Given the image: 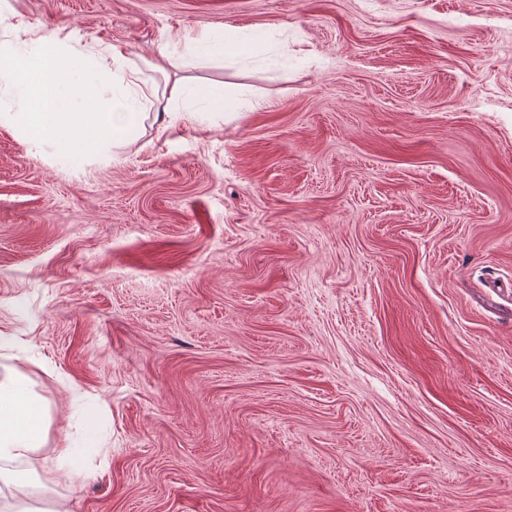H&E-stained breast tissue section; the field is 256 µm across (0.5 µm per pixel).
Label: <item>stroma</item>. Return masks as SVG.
<instances>
[{"instance_id":"obj_1","label":"stroma","mask_w":512,"mask_h":512,"mask_svg":"<svg viewBox=\"0 0 512 512\" xmlns=\"http://www.w3.org/2000/svg\"><path fill=\"white\" fill-rule=\"evenodd\" d=\"M19 19L97 46L103 97L115 45L157 87L100 157L0 124L35 497L512 512V0H0V41Z\"/></svg>"}]
</instances>
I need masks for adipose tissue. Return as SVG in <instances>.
<instances>
[{
  "instance_id": "adipose-tissue-1",
  "label": "adipose tissue",
  "mask_w": 512,
  "mask_h": 512,
  "mask_svg": "<svg viewBox=\"0 0 512 512\" xmlns=\"http://www.w3.org/2000/svg\"><path fill=\"white\" fill-rule=\"evenodd\" d=\"M15 38L0 44V80L18 100L0 114V123L34 142L52 143L64 155L81 159L121 147L140 136L144 105L153 94L137 71H120L119 93L103 98L85 58L65 53V42L37 43L24 21ZM58 76L50 78L49 65ZM51 423L48 406L19 372L0 374V512H69L67 504L45 510L29 494L31 473L23 461L46 443Z\"/></svg>"
}]
</instances>
